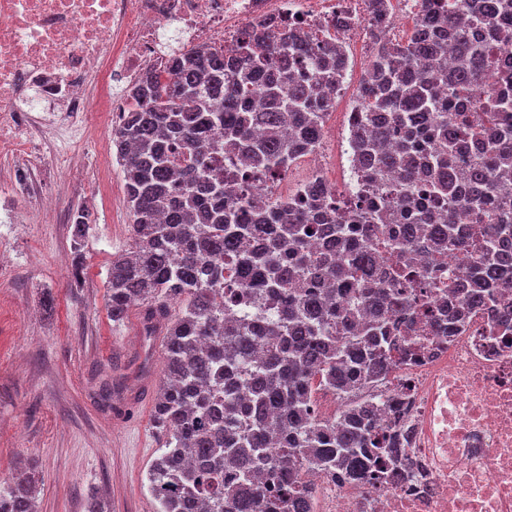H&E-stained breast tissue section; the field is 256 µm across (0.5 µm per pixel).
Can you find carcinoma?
<instances>
[{
	"instance_id": "1",
	"label": "carcinoma",
	"mask_w": 512,
	"mask_h": 512,
	"mask_svg": "<svg viewBox=\"0 0 512 512\" xmlns=\"http://www.w3.org/2000/svg\"><path fill=\"white\" fill-rule=\"evenodd\" d=\"M503 0H421L410 36L381 45L363 77L350 129L359 193L312 184L284 202L227 194L218 158L283 173L312 151L345 77L341 46L295 28L248 36L238 57L205 46L174 59L170 77L129 89L135 108L112 131L132 214V245L107 275L112 321L145 304L179 311L164 340L165 381L154 405L165 450L149 471L159 512H309L301 474L321 467L369 481L397 449L374 406L340 422L314 415V391L345 392L388 372L423 316L448 336L512 290V92L500 110H455L492 59L483 29H508ZM459 66L448 70V49ZM261 138L253 137L255 128ZM475 230L471 288L443 323L416 288ZM91 222L72 218L79 240ZM251 310L237 314L241 294ZM35 476L17 470L0 512H35Z\"/></svg>"
}]
</instances>
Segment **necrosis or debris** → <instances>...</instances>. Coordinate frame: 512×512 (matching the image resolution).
<instances>
[{"mask_svg": "<svg viewBox=\"0 0 512 512\" xmlns=\"http://www.w3.org/2000/svg\"><path fill=\"white\" fill-rule=\"evenodd\" d=\"M350 18L336 28L338 15ZM291 24L341 43L348 55L370 54L368 0H0V126L21 111L27 92L58 105L72 120L92 111L89 87H115L112 118L128 112L126 90L146 71H165L191 48L240 45L261 25ZM512 63L501 60L463 98L472 115L505 90ZM349 151L324 125L315 152L300 156L286 177L254 178V190L284 201ZM470 251L448 257L427 297L440 309L459 298L454 281L469 268ZM497 310L487 307L466 328L446 336L423 328L412 354L394 359L384 379L327 394L320 418L334 420L346 400L372 399L380 427L395 402L405 451L388 461L373 486L347 483L313 468L312 512H512V342Z\"/></svg>", "mask_w": 512, "mask_h": 512, "instance_id": "1", "label": "necrosis or debris"}]
</instances>
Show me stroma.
<instances>
[{"label": "stroma", "mask_w": 512, "mask_h": 512, "mask_svg": "<svg viewBox=\"0 0 512 512\" xmlns=\"http://www.w3.org/2000/svg\"><path fill=\"white\" fill-rule=\"evenodd\" d=\"M45 197L58 211L48 222ZM80 206L92 223L77 245ZM131 222L111 127L0 131V482L33 463L36 512H86L95 498L108 512L159 510L148 472L164 446L152 423L163 346L146 347L141 306L120 323L107 307L108 267L129 248Z\"/></svg>", "instance_id": "35a3bbf8"}]
</instances>
